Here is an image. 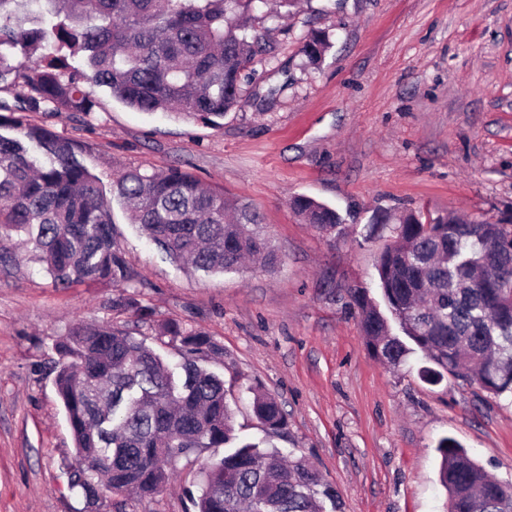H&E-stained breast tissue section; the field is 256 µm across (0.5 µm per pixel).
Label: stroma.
<instances>
[{"label": "stroma", "instance_id": "stroma-1", "mask_svg": "<svg viewBox=\"0 0 512 512\" xmlns=\"http://www.w3.org/2000/svg\"><path fill=\"white\" fill-rule=\"evenodd\" d=\"M267 36L242 83L245 103L207 122L136 111L83 83L93 112H28L83 145L111 186L140 168L189 170L257 207L280 256L224 274L191 273L112 204L116 241L143 275L155 322L177 319L224 348L210 371L231 383L237 436L305 458L337 492L340 512H446L437 446L451 437L512 480V403L445 377L424 381L421 353L398 366L372 357L349 291L380 299L375 264L398 218L512 214V0H299L290 14L256 7ZM326 38L319 63L301 47ZM324 203L344 231L319 235L290 207ZM0 266V512H195L215 456L179 460L169 485L138 502L95 504L68 488L73 437L56 393L54 344L77 322L118 323L152 343L148 325L112 311V289L53 285L26 235ZM274 395L286 431L267 436L252 386Z\"/></svg>", "mask_w": 512, "mask_h": 512}]
</instances>
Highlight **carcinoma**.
<instances>
[{
  "instance_id": "1",
  "label": "carcinoma",
  "mask_w": 512,
  "mask_h": 512,
  "mask_svg": "<svg viewBox=\"0 0 512 512\" xmlns=\"http://www.w3.org/2000/svg\"><path fill=\"white\" fill-rule=\"evenodd\" d=\"M253 0H0V91L26 89L22 112H91L80 81L110 88L140 112L176 109L211 121L242 104L241 83L254 58L267 51L261 34L237 17ZM328 48L314 35L302 52L315 64ZM42 53L43 64L20 61ZM79 57L89 73L69 76ZM0 240L25 233L58 288L74 284L119 289L112 310L147 319L143 279L113 240L111 197L81 160V144L29 124L0 102ZM171 259L210 274L239 269L260 255L279 258L263 233L260 213L204 187L190 171L128 170L112 181V197ZM322 236L341 232L336 211L309 197L291 202ZM396 241L380 255L382 297L404 337L355 288L350 297L367 349L401 364L414 350L431 366L424 380L450 375L498 399L512 400V221L492 224L452 215L423 222L411 213L393 228ZM480 275L491 288H464ZM155 339L184 352L180 370L132 332L114 324H73L56 343L55 387L76 459L69 488L90 502L105 492L154 498L181 458L200 448L224 455L204 472L197 512H338L335 491L299 458L242 442L232 424L224 378L200 365L223 354L206 332L176 319L153 328ZM253 411L268 434L287 417L278 400L254 392ZM439 481L448 512H512V483L491 476L454 439L439 441Z\"/></svg>"
}]
</instances>
